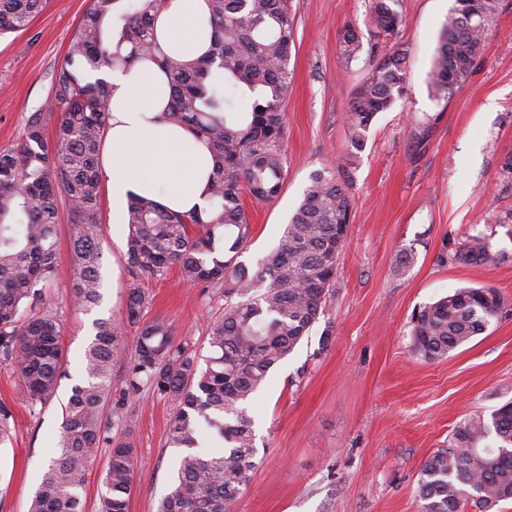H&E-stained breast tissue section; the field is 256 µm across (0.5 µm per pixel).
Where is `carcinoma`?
I'll list each match as a JSON object with an SVG mask.
<instances>
[{"label": "carcinoma", "mask_w": 512, "mask_h": 512, "mask_svg": "<svg viewBox=\"0 0 512 512\" xmlns=\"http://www.w3.org/2000/svg\"><path fill=\"white\" fill-rule=\"evenodd\" d=\"M89 0L52 86L58 112L56 146L48 149L45 119L33 113L16 146L0 152V363L17 372L31 408L56 394L64 351L56 314L40 307L56 274L59 197L71 208L74 277L71 303L85 310L102 295L99 247V156L107 121L108 71L150 61L170 89L167 118L208 142L214 171L209 211L178 214L133 196L127 210L125 263L135 277L178 268L185 282L224 289V314L209 324V355L176 341L160 318L143 319L149 296L129 293L125 318L137 326L119 406L145 386L175 405L168 441L183 448L179 467L157 512H229L256 467V436L245 404L273 366L309 335L334 282L349 228L351 198L336 166L314 171L276 245L248 267L238 261L250 224L241 197L267 201L280 191L285 166L283 102L290 84L295 17L288 0H206L212 26L207 53L183 60L160 45L155 19L167 0ZM48 0H0V34L24 30ZM498 0H455L442 26L430 72L440 98L462 83L479 57ZM398 0H371L377 37L397 35ZM346 62L361 37L342 34ZM407 49L396 43L360 83L346 112L349 156L362 151L381 112L405 92ZM466 264L494 259L487 238H471L457 254ZM493 288H460L414 317L411 349L442 359L484 333L501 311ZM126 348L112 319L95 322L84 376L62 405L60 452L50 461L28 512H84L86 471L110 449L98 512H128L138 455L112 436L104 409L112 397V365ZM215 433L218 449L202 454L199 435ZM422 512H496L512 500V402L490 418L474 415L453 433V444L431 454L419 470Z\"/></svg>", "instance_id": "obj_1"}]
</instances>
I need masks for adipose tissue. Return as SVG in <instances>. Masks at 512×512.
<instances>
[{"mask_svg":"<svg viewBox=\"0 0 512 512\" xmlns=\"http://www.w3.org/2000/svg\"><path fill=\"white\" fill-rule=\"evenodd\" d=\"M156 34L168 49L194 59L210 46L205 0H169L158 14ZM112 85L101 178L112 195V221L124 223L131 196L146 182L162 180L156 202L173 212L208 209L207 186L214 162L206 142L184 126L168 121L169 88L153 64L140 62L130 71L108 76Z\"/></svg>","mask_w":512,"mask_h":512,"instance_id":"obj_1","label":"adipose tissue"}]
</instances>
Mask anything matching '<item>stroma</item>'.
<instances>
[{
	"mask_svg": "<svg viewBox=\"0 0 512 512\" xmlns=\"http://www.w3.org/2000/svg\"><path fill=\"white\" fill-rule=\"evenodd\" d=\"M454 0H399L395 40L373 36L370 0H290L295 16L292 81L283 109L286 176L272 200L245 199L249 241L239 255L254 265L272 248L313 171L335 162L352 210L335 283L308 337L272 369L247 402L258 453L230 512H420L419 469L448 447L464 419L512 401V0H499L485 46L447 99L429 88L437 37ZM88 0H51L21 32L0 36V150L21 139L31 113L55 124L51 84ZM362 49L344 62L345 26ZM408 50L406 90L380 113L366 146L346 164L345 114L393 42ZM103 302L85 312L69 304L73 279L70 207L59 203L57 271L43 306L60 318L64 376L56 398L30 408L12 367L0 364V407L15 435L0 446V512H27L61 435V404L83 374L96 318L122 322L130 289L150 298L144 316L166 321L178 340L207 355L211 320L224 292L185 283L178 269L133 276L125 262L128 227L112 221L101 196ZM487 236L494 261L464 264L469 237ZM413 261L398 272L400 251ZM496 289V322L448 358L427 361L410 349L412 315L456 289ZM137 450L128 512H157L178 455L169 446L170 402L145 388L124 408Z\"/></svg>",
	"mask_w": 512,
	"mask_h": 512,
	"instance_id": "obj_1",
	"label": "stroma"
}]
</instances>
